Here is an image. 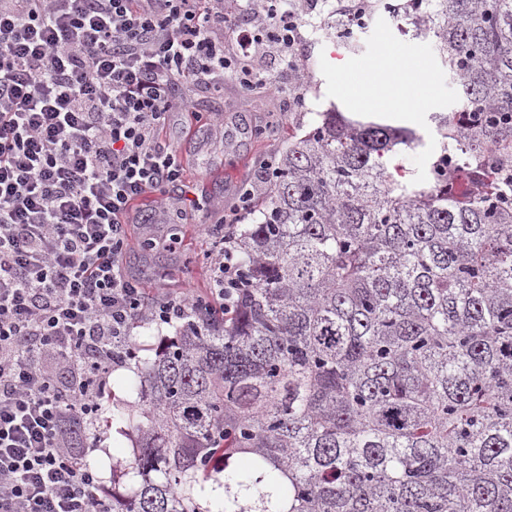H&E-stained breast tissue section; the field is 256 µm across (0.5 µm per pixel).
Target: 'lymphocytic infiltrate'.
<instances>
[{
    "mask_svg": "<svg viewBox=\"0 0 512 512\" xmlns=\"http://www.w3.org/2000/svg\"><path fill=\"white\" fill-rule=\"evenodd\" d=\"M294 2L0 0V512H110L72 428L98 415L135 325L232 310L233 234L205 297L146 294L119 256L137 201L184 180L159 140L191 109L179 84L252 87L265 53L299 70Z\"/></svg>",
    "mask_w": 512,
    "mask_h": 512,
    "instance_id": "1",
    "label": "lymphocytic infiltrate"
}]
</instances>
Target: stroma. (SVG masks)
Masks as SVG:
<instances>
[{
  "mask_svg": "<svg viewBox=\"0 0 512 512\" xmlns=\"http://www.w3.org/2000/svg\"><path fill=\"white\" fill-rule=\"evenodd\" d=\"M328 9L327 0H319L316 9L303 11L302 17L311 25ZM310 25L302 29L296 53L312 65L311 75L302 78L282 72L271 58L261 57L257 64L265 72L266 83L246 89L228 75L224 78L223 92L202 87L190 90L196 110L223 114V129H194L189 115L177 112L161 141L178 150L186 168V185L192 188L198 208L187 213L178 227L182 237L179 249L172 251L160 245L145 249L140 245L143 237L164 233L162 226L151 222L156 196L147 194L139 205L134 224L127 227L129 242L119 259L127 278L147 289L167 288L175 292L188 289L199 296L207 295L210 286L207 254L213 249L215 223L235 202L239 188L254 182L261 161L285 149L289 137L312 122L315 113L335 105L347 116L362 120L381 117L388 124L430 137L434 134L430 114L448 111L454 105L456 87L430 40L415 36L412 26L405 21L385 14L374 16L361 36L362 48L356 53L336 48L332 40L312 32ZM416 62L424 65L434 78L428 103L405 98L396 106L380 110L363 102H351L339 93L341 83L361 66L375 67L384 74L392 67L411 69ZM284 87L300 93V108L282 112L280 90ZM109 385L98 419L86 427L95 438L86 460L97 470L105 491L112 488L113 470L133 458L137 432L124 415L138 406L140 382L134 362L114 368Z\"/></svg>",
  "mask_w": 512,
  "mask_h": 512,
  "instance_id": "35a3bbf8",
  "label": "stroma"
}]
</instances>
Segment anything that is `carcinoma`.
Listing matches in <instances>:
<instances>
[{
	"label": "carcinoma",
	"instance_id": "cac0c4a2",
	"mask_svg": "<svg viewBox=\"0 0 512 512\" xmlns=\"http://www.w3.org/2000/svg\"><path fill=\"white\" fill-rule=\"evenodd\" d=\"M410 2L459 89L429 161L335 108L288 139L234 309L136 363L112 512H512V0Z\"/></svg>",
	"mask_w": 512,
	"mask_h": 512
}]
</instances>
